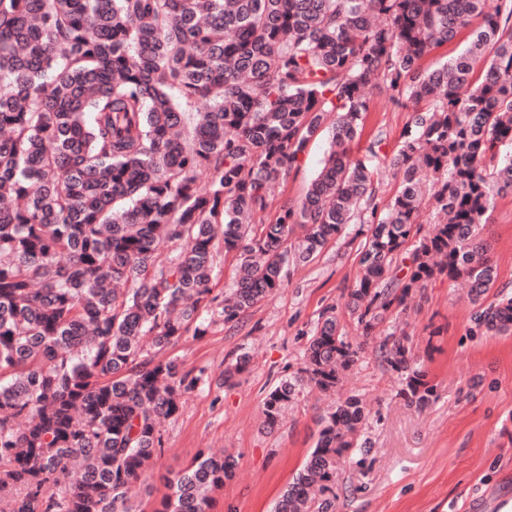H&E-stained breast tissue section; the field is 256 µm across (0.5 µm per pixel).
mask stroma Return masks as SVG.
Returning <instances> with one entry per match:
<instances>
[{
	"label": "stroma",
	"mask_w": 512,
	"mask_h": 512,
	"mask_svg": "<svg viewBox=\"0 0 512 512\" xmlns=\"http://www.w3.org/2000/svg\"><path fill=\"white\" fill-rule=\"evenodd\" d=\"M409 119L407 108L373 91L359 145L380 183L379 199L395 190L388 159ZM378 155H369L374 140ZM330 150L329 135L312 140L298 168L277 189L279 201L305 195ZM359 225L330 242L311 263L298 267L277 294L251 309L234 326L216 323L202 336H184L164 349L205 382L163 421L164 444L132 492L136 512L158 501L171 472L186 467L199 449L233 456L232 480L213 495L210 512H273L281 494L309 457L317 418L328 400L306 388L282 424L266 428L262 403L285 375L301 367L310 331L321 310L343 304L358 276ZM498 269L496 286L512 290V195L497 198L483 232ZM462 286L437 278L405 314L380 334L406 337L424 362L437 399L419 410L398 396L397 373L364 345L360 362L336 391L337 399L364 398L370 410L358 448L336 469L334 512H501L512 502V333L475 336ZM250 363L232 381L224 370L240 354Z\"/></svg>",
	"instance_id": "stroma-1"
}]
</instances>
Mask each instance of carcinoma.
<instances>
[{"mask_svg": "<svg viewBox=\"0 0 512 512\" xmlns=\"http://www.w3.org/2000/svg\"><path fill=\"white\" fill-rule=\"evenodd\" d=\"M475 19L465 49L423 68ZM376 88L413 104L382 212L352 153ZM326 130L305 197L251 223ZM0 131L3 512H132L161 419L203 380L158 351L239 322L349 224L368 225L344 303L363 342L325 307L303 366L263 400L268 427L303 388L335 391L433 279L468 285L472 333L512 332V293L488 300L483 237L512 195V0H0ZM221 248L236 260L224 298L211 288ZM377 351L405 402L436 400L403 340ZM368 416L355 395L318 416L274 512L331 491ZM235 469L199 451L153 512H208Z\"/></svg>", "mask_w": 512, "mask_h": 512, "instance_id": "1", "label": "carcinoma"}]
</instances>
